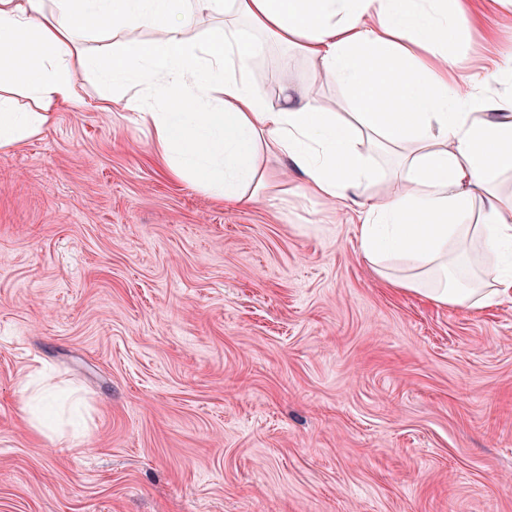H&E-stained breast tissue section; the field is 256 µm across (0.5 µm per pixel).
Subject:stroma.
Segmentation results:
<instances>
[{
	"instance_id": "1",
	"label": "stroma",
	"mask_w": 512,
	"mask_h": 512,
	"mask_svg": "<svg viewBox=\"0 0 512 512\" xmlns=\"http://www.w3.org/2000/svg\"><path fill=\"white\" fill-rule=\"evenodd\" d=\"M467 74L512 53L488 13ZM309 72L270 45L254 80ZM0 151V512H512V302L436 306L364 259L356 214L234 208L171 178L123 104ZM47 369L83 430L21 411Z\"/></svg>"
}]
</instances>
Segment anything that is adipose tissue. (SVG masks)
Here are the masks:
<instances>
[{"label": "adipose tissue", "instance_id": "1", "mask_svg": "<svg viewBox=\"0 0 512 512\" xmlns=\"http://www.w3.org/2000/svg\"><path fill=\"white\" fill-rule=\"evenodd\" d=\"M219 19L206 41L191 30ZM471 0H0V149L41 135L80 101L93 75L98 107L128 95L170 173L228 204L268 203L289 168L302 189L357 215L361 252L405 291L453 308L512 300V68L493 62L458 83L451 36L480 24ZM154 39L104 54L86 38ZM299 48L309 78L283 79V101L258 91L266 39ZM342 86L352 120L323 105L319 83ZM29 106H19L15 91ZM406 111H387L388 99ZM394 156L391 171L357 148ZM387 181L385 191L370 188ZM26 419L53 433L60 392L22 387Z\"/></svg>", "mask_w": 512, "mask_h": 512}]
</instances>
